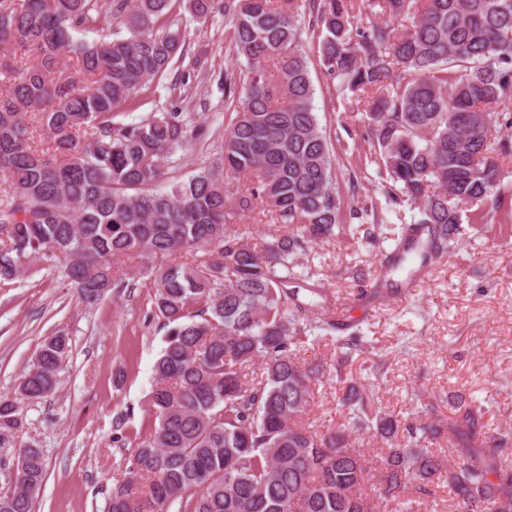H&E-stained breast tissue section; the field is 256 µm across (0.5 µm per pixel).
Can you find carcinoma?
Instances as JSON below:
<instances>
[{
    "label": "carcinoma",
    "mask_w": 512,
    "mask_h": 512,
    "mask_svg": "<svg viewBox=\"0 0 512 512\" xmlns=\"http://www.w3.org/2000/svg\"><path fill=\"white\" fill-rule=\"evenodd\" d=\"M175 0H0V282L27 276L37 259L65 265L93 304L133 288L120 262L140 259L153 315L168 327L147 401L154 424L135 437L130 477L107 512H412L448 487L452 512H512V466L503 439L484 431L464 400L448 425L369 415L355 390L341 400L343 428L303 424L316 378L298 354L321 334L352 330L349 350L368 345L349 319H311L288 287L294 259L336 235L335 157L313 112L298 0H189L233 22L246 60L225 77L235 111L220 155L167 191L154 189L178 151L204 134L181 112L126 120L124 105L175 64ZM322 32L320 62L342 91L373 93L366 116L379 172L393 202L419 218L401 227L377 279L410 260L424 268L450 252L459 209L506 193L499 162L512 140V0H365L382 22L360 25L351 0H310ZM411 16L403 34L393 21ZM94 31L99 38L82 37ZM69 54L74 70L58 68ZM32 113L50 142L33 147ZM243 185L237 207L229 186ZM269 211L282 231L251 243L231 224L240 211ZM68 338L45 340L12 397H0V459L15 478L0 487V512H32L45 479L38 448H15L21 403L59 383ZM262 360L261 373L246 370ZM374 429L390 442L376 460L348 442ZM448 436L443 467L428 443Z\"/></svg>",
    "instance_id": "carcinoma-1"
}]
</instances>
